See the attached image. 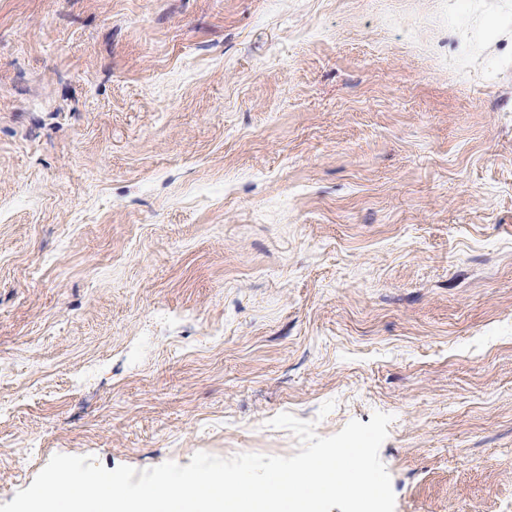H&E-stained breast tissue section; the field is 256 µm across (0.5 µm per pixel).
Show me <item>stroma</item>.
Instances as JSON below:
<instances>
[{
  "mask_svg": "<svg viewBox=\"0 0 512 512\" xmlns=\"http://www.w3.org/2000/svg\"><path fill=\"white\" fill-rule=\"evenodd\" d=\"M283 412L512 512V0H0V505Z\"/></svg>",
  "mask_w": 512,
  "mask_h": 512,
  "instance_id": "1",
  "label": "stroma"
}]
</instances>
